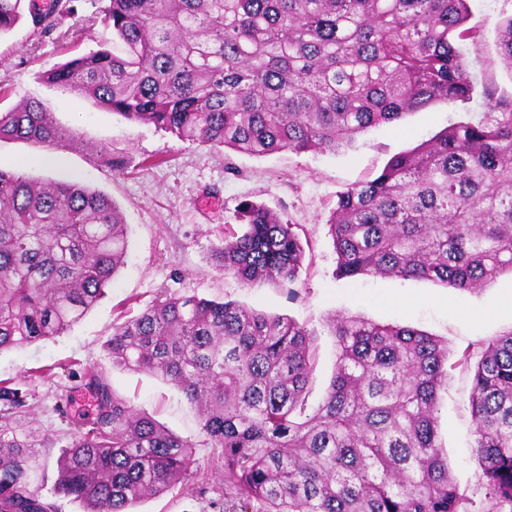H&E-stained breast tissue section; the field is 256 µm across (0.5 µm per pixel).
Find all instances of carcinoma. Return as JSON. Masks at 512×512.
Listing matches in <instances>:
<instances>
[{"instance_id":"1","label":"carcinoma","mask_w":512,"mask_h":512,"mask_svg":"<svg viewBox=\"0 0 512 512\" xmlns=\"http://www.w3.org/2000/svg\"><path fill=\"white\" fill-rule=\"evenodd\" d=\"M119 48L37 75L126 120L180 140L264 157L336 153L372 127L477 85L459 43L468 0H106ZM79 0H0V36L28 17L45 31ZM512 69V16L496 25ZM455 123L337 194L328 221L336 275L428 280L473 291L512 271V99ZM70 141L37 100L0 111V140ZM215 266L244 288L288 289L304 266L298 225L242 201ZM128 227L101 191L0 167V352L67 332L126 263ZM336 369L307 411L313 333L281 315L197 295L161 294L116 325L112 365L177 386L203 442L222 449L216 512H512V330L489 342L469 397L484 502L451 477L438 442L448 344L410 326L335 315ZM97 413L60 449L56 497L83 512H128L202 469L196 444L94 381ZM47 437L0 421V512H58L34 485Z\"/></svg>"}]
</instances>
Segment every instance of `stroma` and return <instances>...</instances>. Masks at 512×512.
Wrapping results in <instances>:
<instances>
[{
	"label": "stroma",
	"mask_w": 512,
	"mask_h": 512,
	"mask_svg": "<svg viewBox=\"0 0 512 512\" xmlns=\"http://www.w3.org/2000/svg\"><path fill=\"white\" fill-rule=\"evenodd\" d=\"M468 26L480 32L465 45L477 86L512 98V69L496 48V24L512 16V0H469ZM90 0L77 17L43 32L20 21L0 37V109L34 98L69 133L71 143L48 148L0 141V166L26 176L78 180L109 195L128 224V258L106 296L66 334L0 353V380L20 390L26 404L16 419L53 440L40 451L36 484L50 493L57 457L79 417L93 414L88 373L98 374L134 409L182 438L196 442L204 465L197 487L179 483L164 495L141 500L131 512H212L210 502L224 489L221 451L200 445L198 413L173 384L146 373L113 366L104 349L112 328L151 305L161 291L233 299L246 306L289 316L315 333L318 363L310 403L328 387L336 363V339L326 328L333 315H358L373 322L410 326L448 343L454 366L440 392L439 439L453 478L478 493L481 471L475 461L469 395L470 367L463 352L479 357L489 340L512 330V274L504 273L474 293L427 280L336 278V255L327 221L336 195L348 185L380 173L399 153L410 150L450 124L487 122L497 113L482 96L467 104L439 102L408 115L400 125H382L358 136L346 150L328 153L279 152L252 157L178 140L151 125L133 124L99 109L92 101L40 83L35 75L68 57L98 49L112 32L94 22ZM111 162H104L100 149ZM265 204L300 225L311 244L295 285L245 289L216 270L211 250L224 232L236 228L242 200Z\"/></svg>",
	"instance_id": "obj_1"
}]
</instances>
